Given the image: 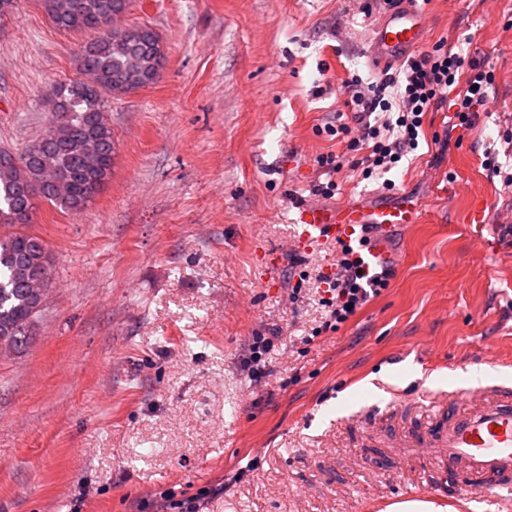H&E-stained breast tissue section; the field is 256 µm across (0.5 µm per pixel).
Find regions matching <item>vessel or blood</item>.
<instances>
[{"label":"vessel or blood","instance_id":"vessel-or-blood-1","mask_svg":"<svg viewBox=\"0 0 512 512\" xmlns=\"http://www.w3.org/2000/svg\"><path fill=\"white\" fill-rule=\"evenodd\" d=\"M422 31L423 16L416 8L388 16L373 33L381 60L402 58L418 45ZM419 221L416 204L406 197L394 205L367 209H328L307 203L297 211L295 246L310 250L328 239L350 243L360 240L369 225L387 229ZM461 397L470 402L463 412L457 409ZM444 401L448 423L432 442L435 452L474 502L512 512V388L481 384L461 395L449 392Z\"/></svg>","mask_w":512,"mask_h":512}]
</instances>
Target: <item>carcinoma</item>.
I'll return each instance as SVG.
<instances>
[{"label": "carcinoma", "mask_w": 512, "mask_h": 512, "mask_svg": "<svg viewBox=\"0 0 512 512\" xmlns=\"http://www.w3.org/2000/svg\"><path fill=\"white\" fill-rule=\"evenodd\" d=\"M52 24L63 31L98 30L76 55L77 76L57 83L50 99L52 121L39 140L20 153L0 150V224L17 230L0 235V341L6 352L25 350L36 335L40 301L27 284L50 277L53 257L44 241L20 230L37 201L59 210H85L112 176L115 143L105 117L110 97H121L156 82L166 63V48L148 25L116 35L112 16L131 0H41ZM90 142L102 154L90 170L84 152ZM64 179L69 191L60 193Z\"/></svg>", "instance_id": "1"}]
</instances>
